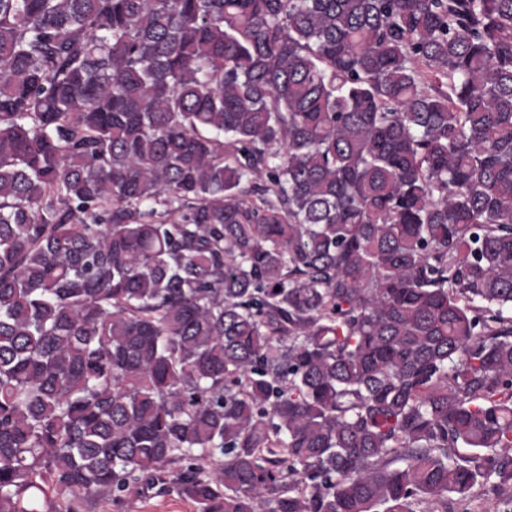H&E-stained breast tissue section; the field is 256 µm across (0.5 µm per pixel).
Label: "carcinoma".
Here are the masks:
<instances>
[{
  "mask_svg": "<svg viewBox=\"0 0 512 512\" xmlns=\"http://www.w3.org/2000/svg\"><path fill=\"white\" fill-rule=\"evenodd\" d=\"M512 512V0H0V512ZM193 510L190 502L172 492L148 499L130 497L119 505H113L107 500L90 498L83 503L80 512H194Z\"/></svg>",
  "mask_w": 512,
  "mask_h": 512,
  "instance_id": "1",
  "label": "carcinoma"
}]
</instances>
